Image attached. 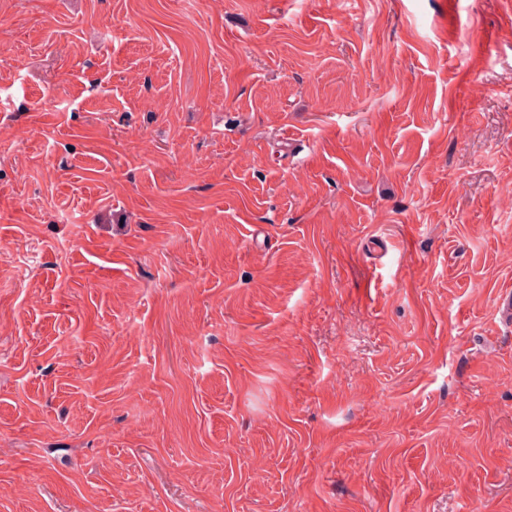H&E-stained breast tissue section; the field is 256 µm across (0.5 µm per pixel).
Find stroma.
<instances>
[{
    "instance_id": "obj_1",
    "label": "stroma",
    "mask_w": 512,
    "mask_h": 512,
    "mask_svg": "<svg viewBox=\"0 0 512 512\" xmlns=\"http://www.w3.org/2000/svg\"><path fill=\"white\" fill-rule=\"evenodd\" d=\"M508 288L512 0H0V512H512Z\"/></svg>"
}]
</instances>
